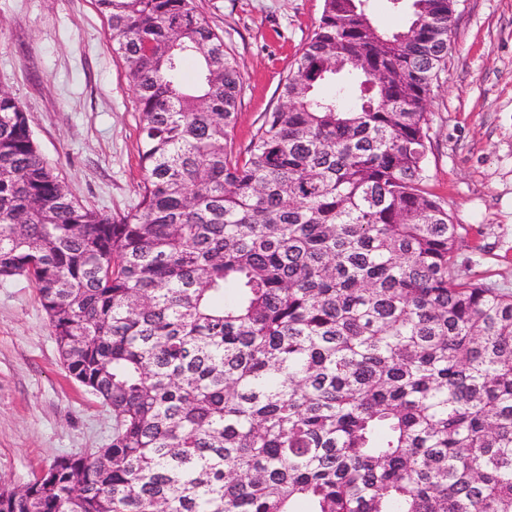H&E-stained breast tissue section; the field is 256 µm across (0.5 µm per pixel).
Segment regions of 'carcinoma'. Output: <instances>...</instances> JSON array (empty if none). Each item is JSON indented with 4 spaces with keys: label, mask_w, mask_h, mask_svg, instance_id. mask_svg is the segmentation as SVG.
<instances>
[{
    "label": "carcinoma",
    "mask_w": 512,
    "mask_h": 512,
    "mask_svg": "<svg viewBox=\"0 0 512 512\" xmlns=\"http://www.w3.org/2000/svg\"><path fill=\"white\" fill-rule=\"evenodd\" d=\"M368 2L323 0L238 152L244 78L197 0H96L139 112L122 216L0 91V282H33L116 423L0 512H512V296L461 276L427 189L452 3L390 0L386 33ZM387 0H370L371 12L376 25L384 31H397L406 26V11L388 8Z\"/></svg>",
    "instance_id": "carcinoma-1"
}]
</instances>
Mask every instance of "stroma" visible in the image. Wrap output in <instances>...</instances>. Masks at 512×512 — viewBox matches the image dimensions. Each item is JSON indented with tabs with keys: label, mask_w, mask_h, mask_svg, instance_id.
I'll use <instances>...</instances> for the list:
<instances>
[{
	"label": "stroma",
	"mask_w": 512,
	"mask_h": 512,
	"mask_svg": "<svg viewBox=\"0 0 512 512\" xmlns=\"http://www.w3.org/2000/svg\"><path fill=\"white\" fill-rule=\"evenodd\" d=\"M244 76L249 144L322 14L323 0H198ZM448 70L429 106L427 189L458 226L468 277L512 295V0H454ZM0 88L26 110L43 157L82 205L139 200V119L95 0H0ZM111 408L64 365L33 283H0V488L112 442Z\"/></svg>",
	"instance_id": "stroma-1"
}]
</instances>
